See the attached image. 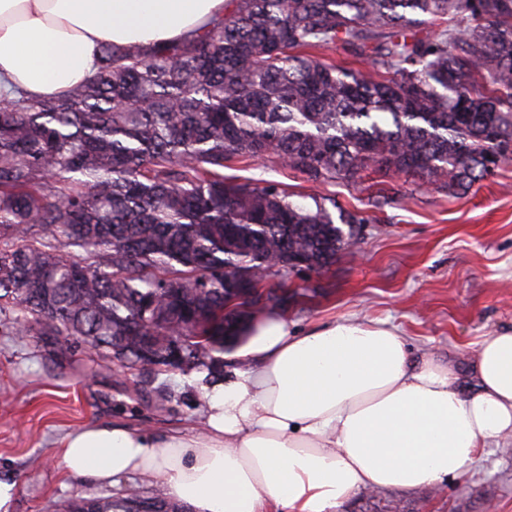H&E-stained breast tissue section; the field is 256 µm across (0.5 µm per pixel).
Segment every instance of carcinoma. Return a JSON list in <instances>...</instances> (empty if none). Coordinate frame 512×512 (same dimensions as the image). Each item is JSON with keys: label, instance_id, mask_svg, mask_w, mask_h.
<instances>
[{"label": "carcinoma", "instance_id": "cac0c4a2", "mask_svg": "<svg viewBox=\"0 0 512 512\" xmlns=\"http://www.w3.org/2000/svg\"><path fill=\"white\" fill-rule=\"evenodd\" d=\"M337 45L352 60L312 54ZM269 155L313 183L467 191L512 157V0H225L178 43L103 45L61 99L0 98V300L127 369H219L255 303L287 306L369 222L224 179ZM63 512L187 510L129 492Z\"/></svg>", "mask_w": 512, "mask_h": 512}]
</instances>
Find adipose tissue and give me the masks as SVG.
<instances>
[{"mask_svg": "<svg viewBox=\"0 0 512 512\" xmlns=\"http://www.w3.org/2000/svg\"><path fill=\"white\" fill-rule=\"evenodd\" d=\"M224 0H0V90L59 98L90 78L107 43L169 44L222 16ZM247 361L206 395L205 430L156 436L74 429L54 454L76 476L156 479L194 512H336L360 490H417L512 441V328L484 337L464 389L451 365L413 361L386 323L301 333L259 317Z\"/></svg>", "mask_w": 512, "mask_h": 512, "instance_id": "obj_1", "label": "adipose tissue"}]
</instances>
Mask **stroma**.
I'll return each mask as SVG.
<instances>
[{"instance_id": "35a3bbf8", "label": "stroma", "mask_w": 512, "mask_h": 512, "mask_svg": "<svg viewBox=\"0 0 512 512\" xmlns=\"http://www.w3.org/2000/svg\"><path fill=\"white\" fill-rule=\"evenodd\" d=\"M224 175L278 183L305 204L332 197L369 219L331 266L298 281L286 309L294 329L387 322L413 358L430 353L452 364L468 388L469 356L484 336L512 327V162L464 195L372 171L355 183H313L272 157L230 161ZM380 182L394 194L377 206ZM203 378L130 372L65 337L20 335L16 312L0 313V480L16 485L13 512H59L88 493L163 496L143 476L114 486L69 476L51 450L70 430L95 423L200 431ZM336 512H512V447L487 449L464 475L435 487L356 492Z\"/></svg>"}]
</instances>
